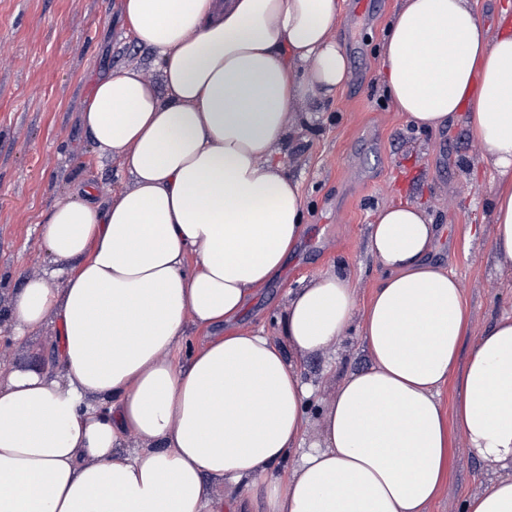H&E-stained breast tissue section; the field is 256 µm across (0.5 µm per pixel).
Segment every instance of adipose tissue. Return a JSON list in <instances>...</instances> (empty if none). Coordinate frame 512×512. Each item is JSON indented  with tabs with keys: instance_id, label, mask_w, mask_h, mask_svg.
Segmentation results:
<instances>
[{
	"instance_id": "adipose-tissue-1",
	"label": "adipose tissue",
	"mask_w": 512,
	"mask_h": 512,
	"mask_svg": "<svg viewBox=\"0 0 512 512\" xmlns=\"http://www.w3.org/2000/svg\"><path fill=\"white\" fill-rule=\"evenodd\" d=\"M121 4L163 83L135 68L96 82L82 124L132 184L104 205L75 185L40 226L56 267L11 292L16 336L54 322L60 352L39 373L0 369V512H427L453 429L512 466V314L462 352V284L430 261L439 232L421 206L378 210L366 308L328 273L291 291L280 340L224 332L306 231L279 154L304 105L349 79L334 34L345 0ZM381 67L416 128L461 117L479 140L494 247L512 265V28L490 32L471 0H401ZM353 325L370 365L305 442L312 390L283 350L318 353ZM190 328L203 339L180 365ZM453 375L448 416L438 394ZM464 512H512V477Z\"/></svg>"
}]
</instances>
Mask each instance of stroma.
<instances>
[{
	"instance_id": "1",
	"label": "stroma",
	"mask_w": 512,
	"mask_h": 512,
	"mask_svg": "<svg viewBox=\"0 0 512 512\" xmlns=\"http://www.w3.org/2000/svg\"><path fill=\"white\" fill-rule=\"evenodd\" d=\"M374 3L370 18L355 25V0H345L336 31L351 78L331 99L309 103L312 126L295 130L281 157L301 181L306 233L235 327L278 337L275 321L288 291L331 272L350 275L359 304H367L380 276L367 247L377 209L419 202L441 233L433 260L463 283L468 348L512 313V290L503 285L493 247L490 178L464 121L420 131L390 105L380 88V54L399 0ZM119 6L120 0H0V365L9 368L41 370L59 344L51 323L20 342L4 329L11 290L52 264L40 224L77 183L92 184L102 203L130 184L117 162L99 157L82 126L85 97L96 79L117 69L141 67L154 82L162 80ZM369 363L355 335L336 351L299 359L303 379L321 385L309 411V438L318 434L322 398ZM451 440L448 477L429 512H462L469 497L502 474L499 465L474 455L459 432Z\"/></svg>"
}]
</instances>
